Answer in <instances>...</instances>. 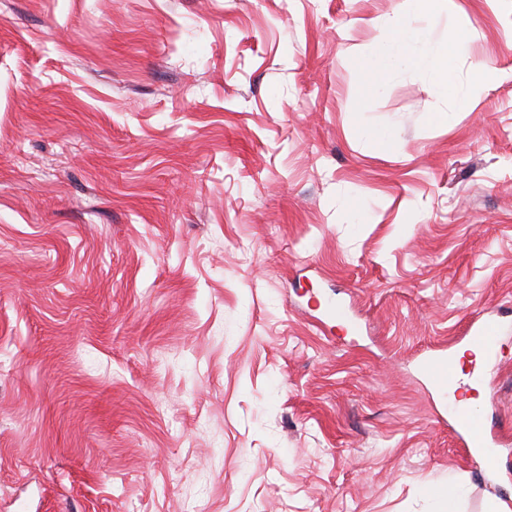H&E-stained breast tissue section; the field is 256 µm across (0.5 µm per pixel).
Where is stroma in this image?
I'll return each mask as SVG.
<instances>
[{"instance_id": "obj_1", "label": "stroma", "mask_w": 512, "mask_h": 512, "mask_svg": "<svg viewBox=\"0 0 512 512\" xmlns=\"http://www.w3.org/2000/svg\"><path fill=\"white\" fill-rule=\"evenodd\" d=\"M0 0V512L512 499V0ZM496 72L483 80L478 62ZM501 329L468 457L419 371ZM405 13L409 20L397 18L387 34L382 37L375 56L361 61L366 84L371 90L379 86L381 76L389 72L398 60L406 61L412 68H428L442 92L460 101L457 84L452 78L454 59L464 49V44L455 36L448 37V44L440 50H432L424 43L419 52L412 48L421 43L424 34L417 24L418 18L427 17L438 6L440 0H406ZM500 325L493 320L477 319L471 323L468 342L480 344L486 348L496 345Z\"/></svg>"}]
</instances>
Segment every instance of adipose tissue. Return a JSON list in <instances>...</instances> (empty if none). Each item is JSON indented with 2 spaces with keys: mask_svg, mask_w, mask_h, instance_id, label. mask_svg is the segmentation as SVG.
<instances>
[{
  "mask_svg": "<svg viewBox=\"0 0 512 512\" xmlns=\"http://www.w3.org/2000/svg\"><path fill=\"white\" fill-rule=\"evenodd\" d=\"M407 16L396 19L382 37L375 56L364 60L361 68L369 89H376L381 76L389 72L394 63L406 61L412 68L429 69L444 94L458 97L459 89L452 78L454 60L464 45L456 37H449L445 47L432 50L423 46L424 34L418 24L437 7L439 0H406Z\"/></svg>",
  "mask_w": 512,
  "mask_h": 512,
  "instance_id": "adipose-tissue-1",
  "label": "adipose tissue"
}]
</instances>
